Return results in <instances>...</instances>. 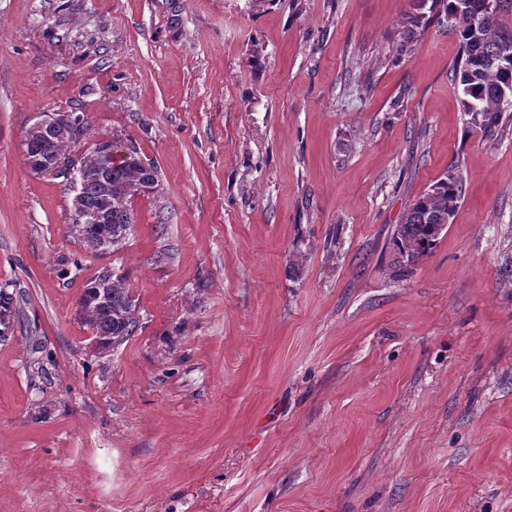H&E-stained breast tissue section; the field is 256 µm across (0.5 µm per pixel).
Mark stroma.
Segmentation results:
<instances>
[{
    "instance_id": "obj_1",
    "label": "stroma",
    "mask_w": 512,
    "mask_h": 512,
    "mask_svg": "<svg viewBox=\"0 0 512 512\" xmlns=\"http://www.w3.org/2000/svg\"><path fill=\"white\" fill-rule=\"evenodd\" d=\"M412 0H0V512H512V131L470 130L460 44ZM158 169L97 254L23 139ZM408 277L403 213L452 167ZM124 276L139 330L79 300ZM64 112L65 111L43 112L38 117V120L33 123L35 128L30 126L25 131V138L29 140V143H27V140L24 139V143H27L28 152L30 151L29 145L33 152H37L41 149L44 143L37 129L44 134L47 138L46 141H50L51 134L59 128L71 124L72 118L70 114ZM76 118L79 124V139L74 138L72 131L68 129H61L49 143L50 150L59 159H68L65 157L67 148L71 147V145L75 146L76 143H79L82 140V138H85L87 128L85 126L84 116L77 115ZM28 152L25 151V154L28 156L30 167L41 174H55L66 165L65 162L54 157L48 150L36 157L29 156ZM461 193V173L451 172L409 206L392 238L396 276L407 277L410 269L436 246L439 236L433 233L431 224H437L439 230L447 229V221L441 224L439 218L443 215L452 222ZM103 272L85 288L80 309L89 328L94 332L97 343L104 348L118 346L138 330L136 300L125 287L122 277ZM106 285V299L95 302L88 299L87 294L97 285Z\"/></svg>"
}]
</instances>
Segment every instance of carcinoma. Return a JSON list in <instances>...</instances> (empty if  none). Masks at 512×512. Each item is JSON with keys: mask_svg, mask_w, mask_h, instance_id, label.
I'll return each instance as SVG.
<instances>
[{"mask_svg": "<svg viewBox=\"0 0 512 512\" xmlns=\"http://www.w3.org/2000/svg\"><path fill=\"white\" fill-rule=\"evenodd\" d=\"M484 0H415V13L407 17L400 51L411 52L418 31L434 21L457 37L462 47L454 78L460 89L462 112L470 128L493 140L503 136L512 122V94L502 90L512 84V0L495 14L481 10ZM72 131L60 130L50 141V150L60 159L67 148L76 145ZM84 159L86 177L80 187L86 210L104 213L103 231L112 232V250L122 247L134 224L130 201L138 187L155 188L158 171L145 162L132 143H112V159H107L106 143H98ZM462 176L451 172L429 191L417 197L404 213L393 234L396 275L404 278L410 269L436 246L438 236L432 225L440 216L453 219L461 200ZM106 285V299L95 302L87 294L97 285ZM136 300L125 287L124 279L104 272L89 283L80 299V309L97 343L107 348L118 346L138 330Z\"/></svg>", "mask_w": 512, "mask_h": 512, "instance_id": "1", "label": "carcinoma"}]
</instances>
